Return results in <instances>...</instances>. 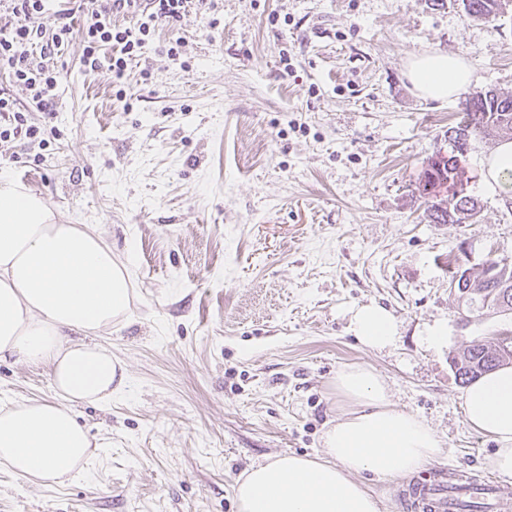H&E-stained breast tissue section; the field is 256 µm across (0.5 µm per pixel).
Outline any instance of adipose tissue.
Wrapping results in <instances>:
<instances>
[{
  "label": "adipose tissue",
  "instance_id": "1",
  "mask_svg": "<svg viewBox=\"0 0 512 512\" xmlns=\"http://www.w3.org/2000/svg\"><path fill=\"white\" fill-rule=\"evenodd\" d=\"M407 76L420 96L441 101L475 79L442 52L412 59ZM133 280L130 263L117 261L94 228L59 222L43 198L0 177V359L49 365L56 394L0 406V468L39 485L86 470L93 442L74 407L109 403L126 386L125 364L95 338L126 319ZM351 330L371 349L397 338L376 305L359 307ZM332 388L348 410L326 430L322 455L283 454L251 467L234 487L238 512H381L358 474L410 477L440 455L436 430L395 406L373 367L343 366ZM463 407L467 426L495 443L487 470L512 485V365L473 380Z\"/></svg>",
  "mask_w": 512,
  "mask_h": 512
}]
</instances>
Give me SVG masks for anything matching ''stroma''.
I'll use <instances>...</instances> for the list:
<instances>
[{
    "mask_svg": "<svg viewBox=\"0 0 512 512\" xmlns=\"http://www.w3.org/2000/svg\"><path fill=\"white\" fill-rule=\"evenodd\" d=\"M216 4L160 28L123 99L84 69L73 33L47 148L21 140L0 156V175L27 179L62 223L96 225L135 270L128 317L99 338L128 385L76 408L102 444L86 476L42 486L0 468V512H237L251 464L322 454L349 363L436 429L433 469L492 478L495 443L466 426L451 358L512 336V312L464 319L450 267L466 252L476 271L512 265V209L479 188L497 143L475 141L476 223L429 222L416 182L448 152L461 100L422 98L407 65L442 51L474 69L473 89L512 94V14L472 20L458 0ZM370 304L397 324L391 347L351 331ZM53 395L49 366L0 361V400Z\"/></svg>",
    "mask_w": 512,
    "mask_h": 512,
    "instance_id": "35a3bbf8",
    "label": "stroma"
}]
</instances>
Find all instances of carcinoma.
<instances>
[{"label":"carcinoma","instance_id":"obj_1","mask_svg":"<svg viewBox=\"0 0 512 512\" xmlns=\"http://www.w3.org/2000/svg\"><path fill=\"white\" fill-rule=\"evenodd\" d=\"M507 0H461L466 16L474 20H485L501 14ZM464 116L461 122L448 129L450 137L462 134L472 140H512V94H505L495 88L482 90L466 97L462 103ZM465 154L448 153L443 165L432 160L424 170L417 186L419 196L427 204L426 215L432 224H457L459 211H468L471 219H476L481 211L480 202L470 194L452 193L448 200L437 198L436 189L449 185L457 187L465 171L461 166ZM470 291L458 294L469 302L466 311L470 314H483L478 305L488 296L489 285L485 272L469 274ZM462 366L457 369L461 383L481 376L486 371L508 364L512 355L499 350V345L473 344L458 352ZM484 502L478 494H464L459 501L460 512H483Z\"/></svg>","mask_w":512,"mask_h":512}]
</instances>
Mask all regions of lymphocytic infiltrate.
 Masks as SVG:
<instances>
[{"label": "lymphocytic infiltrate", "instance_id": "1", "mask_svg": "<svg viewBox=\"0 0 512 512\" xmlns=\"http://www.w3.org/2000/svg\"><path fill=\"white\" fill-rule=\"evenodd\" d=\"M50 0H0V70L15 84L26 87L38 112L52 119L56 111V89L62 74L53 55L72 35L73 11H81L84 22L80 31L85 47L83 65L96 72L105 71L118 98H125L124 79L130 63L143 54L155 31L177 23L189 6L205 9L207 0H152L143 7L141 0H80L77 9L60 6L59 24L46 31L39 22ZM132 17V25L114 24L117 14ZM111 56H103V48ZM45 129L32 122L23 107L9 94L0 91V145L9 146L25 139L42 142Z\"/></svg>", "mask_w": 512, "mask_h": 512}]
</instances>
